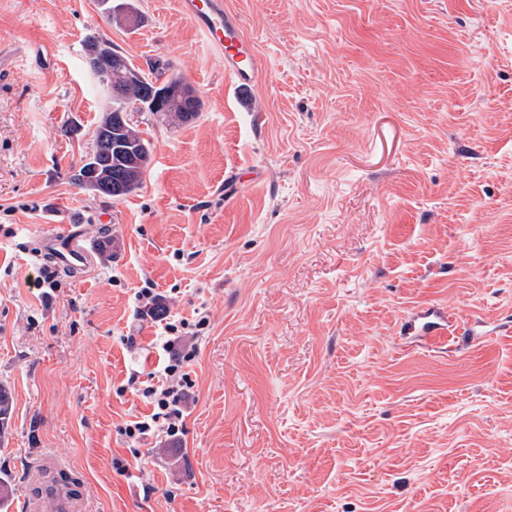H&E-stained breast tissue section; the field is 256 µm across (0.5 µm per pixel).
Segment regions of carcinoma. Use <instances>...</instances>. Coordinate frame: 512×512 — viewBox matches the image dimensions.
I'll use <instances>...</instances> for the list:
<instances>
[{"label":"carcinoma","mask_w":512,"mask_h":512,"mask_svg":"<svg viewBox=\"0 0 512 512\" xmlns=\"http://www.w3.org/2000/svg\"><path fill=\"white\" fill-rule=\"evenodd\" d=\"M86 47L85 66L99 80L102 73H108L112 100L97 124L92 153L70 179L82 189L122 199L141 188L153 151L136 122L126 117L127 108L188 122L199 115L203 102L178 73L163 80L156 68L142 70L106 40L95 39ZM11 412L10 393L0 386V432L7 427Z\"/></svg>","instance_id":"carcinoma-1"}]
</instances>
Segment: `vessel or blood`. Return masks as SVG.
<instances>
[{
  "label": "vessel or blood",
  "mask_w": 512,
  "mask_h": 512,
  "mask_svg": "<svg viewBox=\"0 0 512 512\" xmlns=\"http://www.w3.org/2000/svg\"><path fill=\"white\" fill-rule=\"evenodd\" d=\"M178 8L204 34L209 46L219 53L225 74L232 77L238 87L252 89L259 85L262 72L256 47L247 37L240 17L225 8L224 0H178ZM35 240L34 255L38 260L78 279L89 275L90 251L80 224L70 216H62L38 231ZM467 332L466 324L433 307L416 313L407 327L408 335L426 346ZM26 509L27 512H78L79 502L72 496L69 486L56 483L40 495L31 496Z\"/></svg>",
  "instance_id": "vessel-or-blood-1"
}]
</instances>
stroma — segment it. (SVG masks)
Masks as SVG:
<instances>
[{"label": "stroma", "instance_id": "1", "mask_svg": "<svg viewBox=\"0 0 512 512\" xmlns=\"http://www.w3.org/2000/svg\"><path fill=\"white\" fill-rule=\"evenodd\" d=\"M225 3L258 88L177 0L117 24L99 0H0L7 512L42 456L84 512H512V0ZM94 36L204 103L139 115L152 159L121 200L69 180L104 107ZM61 212L92 273L46 295L23 246ZM148 282L170 318L209 325L182 435L136 445L120 428L151 412L131 387L158 360ZM431 305L490 336L412 344L404 322Z\"/></svg>", "mask_w": 512, "mask_h": 512}]
</instances>
